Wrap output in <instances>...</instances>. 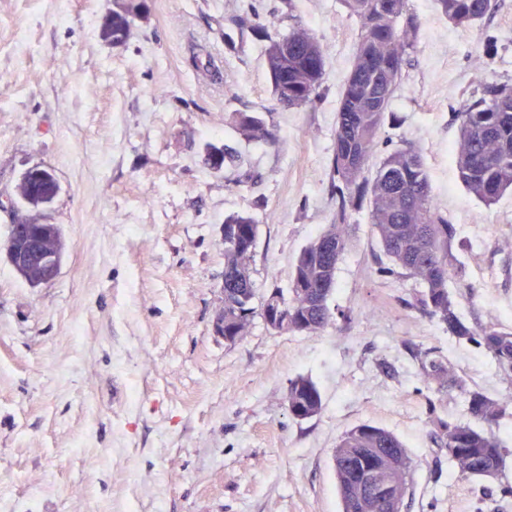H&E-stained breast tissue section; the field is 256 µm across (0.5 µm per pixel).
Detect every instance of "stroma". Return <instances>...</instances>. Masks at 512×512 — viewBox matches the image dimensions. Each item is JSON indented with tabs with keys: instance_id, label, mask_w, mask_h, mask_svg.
<instances>
[{
	"instance_id": "stroma-1",
	"label": "stroma",
	"mask_w": 512,
	"mask_h": 512,
	"mask_svg": "<svg viewBox=\"0 0 512 512\" xmlns=\"http://www.w3.org/2000/svg\"><path fill=\"white\" fill-rule=\"evenodd\" d=\"M136 2L140 19L113 46L100 27L114 0H0V512H340L333 455L362 423L409 452L402 512H512V500H488L512 482V419L498 479L450 474L431 418H464V401L428 388L414 354L437 350L488 395L511 387L412 309V281L381 274L389 260L368 209L348 220L324 331L278 333L257 318L230 345L212 330L226 217L258 225L260 299L288 288L301 249L336 218L333 137L358 20L343 0ZM491 4L463 28L434 0H409L417 41L370 163L418 147L457 230L459 313L512 327V193L485 205L453 160L461 105L483 82L512 85V0ZM239 16L251 27H236ZM259 25L321 43L313 105L279 109ZM237 112L262 114L277 143L243 139ZM226 142L242 165L214 171L209 148ZM34 166L56 175L51 203L16 199ZM14 223L60 227L54 282L31 287L8 264ZM300 375L323 398L304 421L287 402Z\"/></svg>"
}]
</instances>
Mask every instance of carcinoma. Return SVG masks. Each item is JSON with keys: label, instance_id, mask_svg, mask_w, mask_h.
I'll list each match as a JSON object with an SVG mask.
<instances>
[{"label": "carcinoma", "instance_id": "obj_1", "mask_svg": "<svg viewBox=\"0 0 512 512\" xmlns=\"http://www.w3.org/2000/svg\"><path fill=\"white\" fill-rule=\"evenodd\" d=\"M359 21L351 70L344 79L333 144L332 188L336 221L298 254L288 294L274 289L275 302L256 309L250 275L258 225L245 215L224 220V341L234 344L247 335L259 315L276 332L316 335L332 321L329 299L337 265L348 246L346 224L353 211L368 204L371 224L392 262L384 274L411 279L420 291L411 307L421 317L444 326L448 335L473 345L495 364L501 379L512 386V328L465 323L457 311L449 284L463 280L464 268L453 252L456 228L434 204L427 170L418 148L404 142L384 157L374 173L369 162L395 94L401 89L409 50L419 28L408 0H344ZM450 21L469 27L483 20L491 0H435ZM112 38L119 39L127 20L120 10L105 18ZM265 50L274 99L282 108L315 102L325 75L321 44L302 28L286 35L265 33ZM460 136L455 152L459 178L481 202L491 205L512 191V85L487 81L456 113ZM235 123L253 140L271 144L274 127L257 114L239 113ZM419 375L439 393L461 395L464 420H437L440 447L461 478L497 476L505 447L496 432L512 416V392L489 397L471 388L437 351L415 353ZM323 408L318 386L298 376L288 387V411L308 420ZM340 512H389L362 481L365 473L388 469L402 476L393 489L401 499L408 493L411 458L403 442L382 427L361 424L344 434L333 456Z\"/></svg>", "mask_w": 512, "mask_h": 512}]
</instances>
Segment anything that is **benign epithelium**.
<instances>
[{
    "mask_svg": "<svg viewBox=\"0 0 512 512\" xmlns=\"http://www.w3.org/2000/svg\"><path fill=\"white\" fill-rule=\"evenodd\" d=\"M59 192L53 171L46 167L28 169L17 190L19 198L29 205L52 200ZM5 256L15 271L27 273L34 286L53 282L61 269V257L48 253L41 245V229L33 224L18 228L7 240Z\"/></svg>",
    "mask_w": 512,
    "mask_h": 512,
    "instance_id": "7a95c632",
    "label": "benign epithelium"
}]
</instances>
